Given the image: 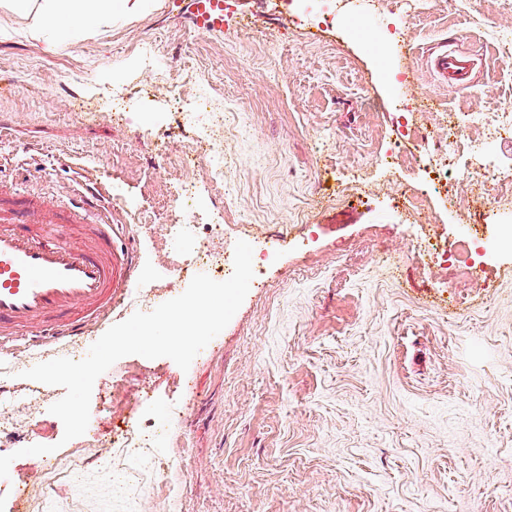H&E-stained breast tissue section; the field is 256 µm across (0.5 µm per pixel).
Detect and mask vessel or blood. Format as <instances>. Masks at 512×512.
Returning a JSON list of instances; mask_svg holds the SVG:
<instances>
[{
    "label": "vessel or blood",
    "instance_id": "obj_1",
    "mask_svg": "<svg viewBox=\"0 0 512 512\" xmlns=\"http://www.w3.org/2000/svg\"><path fill=\"white\" fill-rule=\"evenodd\" d=\"M193 23L224 27V0H194ZM428 65L448 85L469 86L474 59L458 50L431 52ZM66 220L88 243L57 238L51 225ZM136 281L134 256L117 241L112 201L103 190L64 213L47 197L15 193L0 200V335L30 333L38 346H63L112 312Z\"/></svg>",
    "mask_w": 512,
    "mask_h": 512
}]
</instances>
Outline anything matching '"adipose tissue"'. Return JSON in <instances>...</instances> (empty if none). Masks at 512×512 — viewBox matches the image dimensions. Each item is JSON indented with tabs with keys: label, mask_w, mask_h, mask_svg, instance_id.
<instances>
[{
	"label": "adipose tissue",
	"mask_w": 512,
	"mask_h": 512,
	"mask_svg": "<svg viewBox=\"0 0 512 512\" xmlns=\"http://www.w3.org/2000/svg\"><path fill=\"white\" fill-rule=\"evenodd\" d=\"M15 10L31 12L38 26L48 28V48L59 39L111 21L143 12L146 0H11Z\"/></svg>",
	"instance_id": "1"
}]
</instances>
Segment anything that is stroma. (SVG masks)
I'll return each instance as SVG.
<instances>
[{
  "label": "stroma",
  "instance_id": "stroma-1",
  "mask_svg": "<svg viewBox=\"0 0 512 512\" xmlns=\"http://www.w3.org/2000/svg\"><path fill=\"white\" fill-rule=\"evenodd\" d=\"M390 0H337L327 18H298L283 0H230L224 28L201 32L192 0H153L134 17L81 32L54 53L32 18L0 0V192L39 190L60 202L95 182L112 196L139 269L154 287L142 312L178 296L196 263L169 243L185 177L177 158L195 130L169 102L183 85L197 108L226 114L224 181L193 178L194 222L220 224L213 276L231 277L243 240L263 254L230 323L181 369L128 355L95 381L92 431L64 440L50 413L63 387L21 378L54 359L23 335L0 339V365L33 390L14 410L15 448L53 453L12 461L0 512L20 489L50 480L28 512H512V245L503 212L472 185L491 168L455 163L430 181L415 148L390 151L443 113L491 112L512 101L500 59L512 46V0H450L441 11L391 14ZM363 13L386 39L366 44ZM153 41L154 74L138 51ZM471 53L473 83L451 89L427 67L440 45ZM138 211L146 235L132 226ZM466 240L478 266L448 270L415 257L413 239ZM150 425L172 467L137 485L83 470L121 468L113 448Z\"/></svg>",
  "mask_w": 512,
  "mask_h": 512
}]
</instances>
